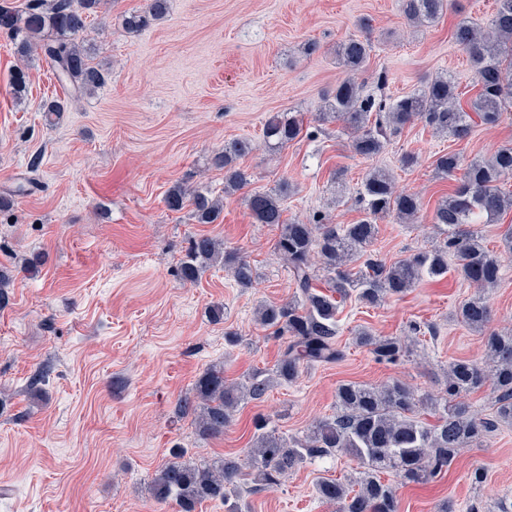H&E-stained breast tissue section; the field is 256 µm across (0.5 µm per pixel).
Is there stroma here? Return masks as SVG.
<instances>
[{"mask_svg": "<svg viewBox=\"0 0 512 512\" xmlns=\"http://www.w3.org/2000/svg\"><path fill=\"white\" fill-rule=\"evenodd\" d=\"M144 5L103 0L84 38L106 82L78 97L40 57L21 61L0 36V195L14 201L0 215V268L13 277L0 307V512H177L148 492L173 448L191 460L237 457L240 481L250 484L254 417L269 418L288 439L334 416L344 383L398 379L443 397L449 363L482 359L487 332L512 330V259L485 292L493 319L484 333L457 317L476 290L449 260L447 276L403 296L376 306L347 300L337 362L302 368L296 382L239 406L223 434L200 436L191 417L179 414V400L212 366L230 381L273 370L280 343L255 312L295 291L287 265L273 255L275 229L255 222L246 197L285 181L286 220L351 224L362 217L352 193L370 168L385 169L397 190L421 199L413 222L393 214L377 221L372 250L393 263L438 241L433 214L456 182L436 174L434 159L454 151L468 162L512 144V109L496 126L475 124L462 141L409 123L370 160L352 152L339 123L317 119L345 76L336 47L351 36L370 37L361 79L370 84L386 72L385 94L413 93L445 72L461 100L470 99L474 73L453 32L463 19L486 25L495 0H451L423 28L408 24L398 0H170L164 20L123 31L118 16ZM310 42L318 45L311 54ZM19 69L28 84L18 96L11 82ZM52 99L66 108L49 121L41 105ZM288 110L304 114L309 135L269 152L261 145L264 123ZM232 139L257 148L240 161L247 185L228 193L211 158ZM408 153L417 158L410 167L401 163ZM30 178L36 189L19 192ZM177 184L221 199L219 220L199 224L190 208L170 210L166 195ZM198 234L241 250L259 270L254 287H238L219 265L197 282L183 281L180 264ZM32 255L42 263L28 274L21 260ZM215 305L224 309L217 322L208 314ZM228 326L239 344L225 343ZM360 329L407 338L409 351L394 363L377 360L357 344ZM479 467L486 478L477 485L471 475ZM356 471L346 453L306 465L276 490L247 493L245 512H334L317 497V481L349 484ZM398 495L400 512H438L445 503L452 512H496L512 498V425H500L433 481L399 486Z\"/></svg>", "mask_w": 512, "mask_h": 512, "instance_id": "1", "label": "stroma"}]
</instances>
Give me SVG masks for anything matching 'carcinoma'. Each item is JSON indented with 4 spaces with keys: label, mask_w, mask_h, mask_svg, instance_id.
I'll return each mask as SVG.
<instances>
[{
    "label": "carcinoma",
    "mask_w": 512,
    "mask_h": 512,
    "mask_svg": "<svg viewBox=\"0 0 512 512\" xmlns=\"http://www.w3.org/2000/svg\"><path fill=\"white\" fill-rule=\"evenodd\" d=\"M100 5L101 0H26L24 9L18 11L3 4L0 34L13 41L17 57L40 56L72 93H91L105 84L106 75L91 64L89 48L80 34ZM448 6L449 0H400L402 14L417 26L436 22ZM168 10L169 0H148L144 10L124 14L122 25L138 32L163 19ZM489 28L496 36L493 41L467 20L454 32L455 43L467 54L479 86L470 110L463 108L454 81L444 74L430 77L421 89L396 100L367 93L358 83V73L369 60L372 43L366 37H351L337 46L336 56L348 76L327 93L328 111L323 117L344 123L353 152L363 159L379 155L388 135L415 120L459 140L471 133L472 111L485 124L497 123L502 110L512 105V0H496ZM303 130L300 114L277 112L264 125L263 143L280 150L300 139ZM253 149L251 141L238 139L224 143L213 155V164L224 169V190L247 184V174L237 161ZM434 166L443 178L463 170L459 186L434 212L433 223L442 231L443 242L392 264L368 251L378 233L376 220L391 212L412 220L421 203L413 193L396 191L384 171H368L357 188L354 204L364 217L354 224H332L324 217L313 224L284 219L286 182L249 196L247 207L256 223L277 229L274 251L288 265L296 291L284 303H264L256 309V321L283 340L272 372L255 371L229 382L223 368L211 367L198 378L193 396L179 401V412L194 416L201 436L223 433L241 404L262 401L273 387L294 382L302 367L338 360L336 314L348 298L354 296L374 306L387 297L402 296L425 277L447 275L450 255L458 259L460 276L474 287L492 288L498 283L502 257L512 255V226L494 251L484 245L475 217L493 220L512 208V194L503 190L504 178L512 175V147H501L491 157L476 159L464 168L460 157L448 152L438 156ZM166 203L173 211L190 204L198 224H213L222 212L218 200L199 190L189 194L179 184L169 190ZM217 264L241 288L253 287L259 278L241 251L224 249L206 234L191 238L180 274L183 280L194 282ZM458 316L469 328L482 331L491 321L492 310L479 293L461 303ZM356 342L369 347L380 361L395 362L408 351L401 339L374 336L367 330L358 331ZM485 351L482 363H450L446 397L440 401L397 380L378 387L348 383L337 390L336 415L314 422L301 438L286 440L268 419L255 417L250 448L254 482L263 489L272 488L306 464L343 452L358 461L355 484L359 489L324 478L316 485L319 498L336 506V512H400L396 486L383 482L382 474L392 472L402 484L426 483L447 471L462 449L480 444L496 425L512 424V332L490 333ZM486 383L497 393L493 420L478 417L460 401ZM422 410L433 411L436 423H424L419 418ZM173 456L149 486L156 502L173 501L179 512H196L200 504L219 500L226 512H242L236 491L241 469L237 458L190 462L182 460L180 449Z\"/></svg>",
    "instance_id": "cac0c4a2"
}]
</instances>
